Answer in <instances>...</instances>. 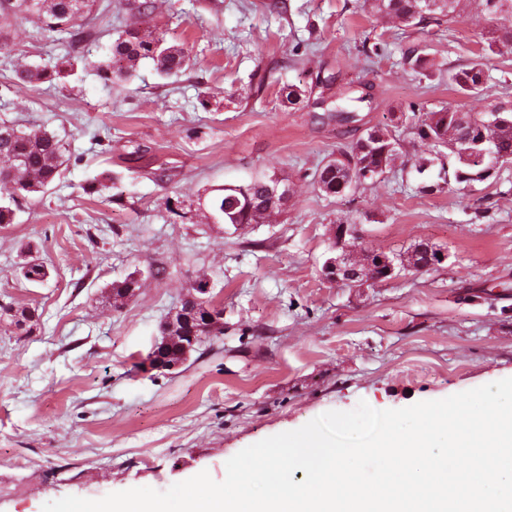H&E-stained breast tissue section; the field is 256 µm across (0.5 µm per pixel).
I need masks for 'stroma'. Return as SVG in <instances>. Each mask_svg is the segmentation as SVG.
Wrapping results in <instances>:
<instances>
[{
    "label": "stroma",
    "instance_id": "stroma-1",
    "mask_svg": "<svg viewBox=\"0 0 512 512\" xmlns=\"http://www.w3.org/2000/svg\"><path fill=\"white\" fill-rule=\"evenodd\" d=\"M112 0L90 62L21 90L18 70L51 65L52 35L0 15V123L62 138L63 173L20 200L0 225V305L34 309L24 332L0 320V512H41L66 496L167 490L267 437L359 402L377 410L440 400L512 378V163L470 185L449 150L418 173L429 147L403 116L443 107L512 108V46L487 57L483 90L463 96L444 71L481 54L495 21L479 0L423 30L369 0ZM182 47L189 66L158 76L119 61L111 81L92 63L126 26ZM378 43L377 56L362 53ZM425 46L438 75L401 65ZM308 90L288 104L289 85ZM353 115L337 119L318 100ZM397 127L396 162L376 183L339 196L315 169L372 127ZM292 193L271 224H216L218 189L259 174ZM106 181L101 192L83 186ZM443 191L422 192L426 183ZM359 225V248L406 258L443 250L427 271L403 269L365 288L329 283L337 221ZM28 260L49 270L40 284ZM144 285L113 308L111 285ZM224 309V332L174 373L148 358L168 313L199 275Z\"/></svg>",
    "mask_w": 512,
    "mask_h": 512
}]
</instances>
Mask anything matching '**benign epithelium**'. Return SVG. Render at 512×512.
<instances>
[{
	"label": "benign epithelium",
	"mask_w": 512,
	"mask_h": 512,
	"mask_svg": "<svg viewBox=\"0 0 512 512\" xmlns=\"http://www.w3.org/2000/svg\"><path fill=\"white\" fill-rule=\"evenodd\" d=\"M360 237L355 224H343L336 230L334 248L340 254L326 260L324 273L328 280L349 286H359L368 281H380L396 276V265L388 255L370 252L363 265L352 261L350 241ZM217 305L195 298L178 308L163 325L164 336L154 343L151 360L155 369L174 371L180 368L191 353L214 333L220 324Z\"/></svg>",
	"instance_id": "benign-epithelium-1"
}]
</instances>
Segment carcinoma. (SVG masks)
<instances>
[{"label":"carcinoma","instance_id":"carcinoma-1","mask_svg":"<svg viewBox=\"0 0 512 512\" xmlns=\"http://www.w3.org/2000/svg\"><path fill=\"white\" fill-rule=\"evenodd\" d=\"M461 0H374L373 7L386 17L407 27L421 29L440 26L444 18L457 11ZM484 9L496 16L499 26L486 40L480 59L462 64L448 71V84L463 95H477L483 90V63L481 59L495 53L498 45L512 44V0H482ZM28 15L44 31L62 33L66 40L59 42L60 51L70 53L94 37L96 21L109 12V5L97 0H0V13ZM109 58L120 57L130 63L150 59L163 77H172L188 66V56L182 48L167 46L160 39L142 36L138 29L128 28L108 46ZM403 65L415 72L427 70L424 48H409L402 57ZM48 76V68L35 66L19 73L23 85H32ZM465 121L457 122L446 108L425 112L411 124V134L421 143L437 149L447 147L460 162L455 178L459 183L471 184L487 180L491 173L481 158L466 163L462 152L481 142L478 149L512 161V122L498 123L491 112L464 113ZM377 138L365 136L341 153L343 159H329L317 171L314 184L329 196H336L368 182L366 171L383 170L397 158V139L392 130L376 129ZM65 147L54 133L39 129L30 132L15 126L0 125V224L14 222L13 205L24 193H39L61 174ZM213 213L220 224H264L280 210L271 203L264 177L222 188L214 198ZM23 277L32 283H41L48 277L47 268L38 263L22 266Z\"/></svg>","mask_w":512,"mask_h":512}]
</instances>
